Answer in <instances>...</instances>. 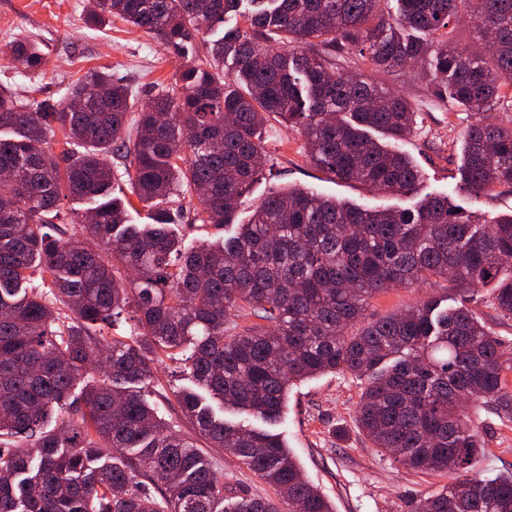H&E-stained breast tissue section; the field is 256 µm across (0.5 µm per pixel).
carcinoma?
I'll return each instance as SVG.
<instances>
[{
  "instance_id": "carcinoma-1",
  "label": "carcinoma",
  "mask_w": 512,
  "mask_h": 512,
  "mask_svg": "<svg viewBox=\"0 0 512 512\" xmlns=\"http://www.w3.org/2000/svg\"><path fill=\"white\" fill-rule=\"evenodd\" d=\"M389 2L88 0V24L116 18L173 48L180 92L158 88L130 121L132 95L104 68L57 101L0 85V512H280L273 500H225L198 445L132 389L187 342L197 385L224 411L266 423L292 381L354 375L356 421L374 447L415 471L451 462L458 474L412 512H512V475L471 474L483 445L462 409L484 399L512 418L501 342L463 305L429 301L364 322L374 294L433 277L461 293L492 287L512 318V214L464 215L446 196L380 209L290 187L229 240L184 252L173 232L187 196L195 221L233 222L268 162L271 118L296 126L309 162L335 179L416 191L419 170L388 141L416 129L417 109L364 73L335 70L338 41L377 73L430 61L432 93L479 116L460 188L477 199L512 187V125L484 119L512 109V0H396L393 13ZM230 15L244 24L208 38ZM464 17L475 49L455 42ZM9 54L24 74L42 67L36 42ZM111 157L150 223H128L130 203L110 196ZM66 199L94 206L69 216ZM74 223L82 234L65 236L59 225ZM128 312L132 341L104 334ZM244 312L258 322L240 326ZM97 351L104 379L67 402ZM175 399L198 438L276 487L288 512H333L279 435L216 416L192 391ZM110 448L129 456L91 466Z\"/></svg>"
}]
</instances>
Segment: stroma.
<instances>
[{
  "label": "stroma",
  "instance_id": "stroma-1",
  "mask_svg": "<svg viewBox=\"0 0 512 512\" xmlns=\"http://www.w3.org/2000/svg\"><path fill=\"white\" fill-rule=\"evenodd\" d=\"M86 6L87 0H0V81L37 99H57L88 70L106 66L114 80L131 88L138 106L147 102L158 86L174 88L181 59L172 48L117 19L109 25L87 27ZM24 38L40 43L46 55L42 70L26 77L14 73L7 56L10 44ZM377 79L406 97L421 113L417 129L397 144L423 173L416 196L399 197L332 180L311 166L296 128L273 122L264 133L267 169L253 183L235 223L180 224L177 231L183 246L233 236L267 195L288 186L382 207L407 208L420 197L448 195L468 210L478 209L492 216L511 214L510 187H498L494 195L476 200L457 195L454 176L470 120L466 113L449 111L446 103L430 95L435 82L430 67L408 65L378 74ZM425 300L440 301L445 308L467 304L512 358V319L498 315L488 288L462 295L441 278L398 286L371 298L367 318L380 319ZM191 385L184 367L167 359L156 364L152 377L139 388L165 419L185 434L189 428L180 417L173 394ZM360 393V380L346 372L294 382L288 388L281 419L270 426L271 432L288 445L307 479L332 503L334 512H411L417 499L455 482L454 474L413 471L396 463L391 454L374 448L356 423ZM469 413L484 441L474 474L491 476L512 470V420L480 400L471 402ZM206 454L224 477L225 498H276L272 487L224 449L210 448Z\"/></svg>",
  "mask_w": 512,
  "mask_h": 512
}]
</instances>
